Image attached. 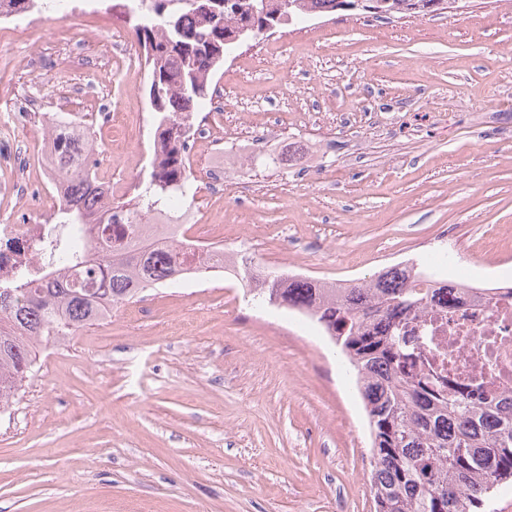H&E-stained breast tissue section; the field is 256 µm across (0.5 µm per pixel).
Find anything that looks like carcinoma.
I'll use <instances>...</instances> for the list:
<instances>
[{
  "instance_id": "1",
  "label": "carcinoma",
  "mask_w": 512,
  "mask_h": 512,
  "mask_svg": "<svg viewBox=\"0 0 512 512\" xmlns=\"http://www.w3.org/2000/svg\"><path fill=\"white\" fill-rule=\"evenodd\" d=\"M350 0H224L222 22L197 0H123L160 97L151 101L165 151L149 179L136 186L134 207L152 213L185 192L190 175L186 145L164 125L198 111L213 95L212 83L224 59L237 48L239 29L253 39L265 29L335 13ZM438 0H369L389 15L415 16L437 11ZM57 151L61 174L75 179L54 223L73 231L98 224L109 211L130 213L129 203L96 205L104 191L89 169L70 165L77 151L59 126ZM85 262L81 252L55 240L49 250L46 285L18 282L0 287V407L9 404L17 384L34 362L35 345L60 340L103 320L112 309L156 288L178 273L175 257L144 241L131 242L121 254L101 259L96 287L55 277L60 266ZM435 274L418 259L377 273L344 288L319 285L285 274H266L250 289L253 296L306 312L330 336L351 365L372 439L371 491L375 512H480L497 486L512 482V393L479 406L445 392L427 372L413 378L408 366L424 360L422 351L400 335V322L427 309L420 288Z\"/></svg>"
}]
</instances>
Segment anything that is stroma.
<instances>
[{
	"label": "stroma",
	"mask_w": 512,
	"mask_h": 512,
	"mask_svg": "<svg viewBox=\"0 0 512 512\" xmlns=\"http://www.w3.org/2000/svg\"><path fill=\"white\" fill-rule=\"evenodd\" d=\"M0 19V119L27 113L37 164L60 118L129 200L147 158L111 113L150 115L143 58L113 0ZM86 45L100 64H79ZM238 163L190 205L268 270L344 284L420 259L438 279L512 285V0L378 19L339 11L238 49L213 79ZM0 157V224H34ZM239 275L144 291L42 343L0 414V512H374L361 399L329 337L247 303Z\"/></svg>",
	"instance_id": "obj_1"
}]
</instances>
